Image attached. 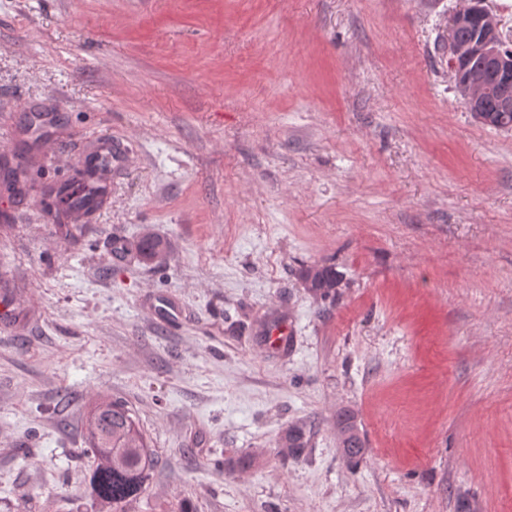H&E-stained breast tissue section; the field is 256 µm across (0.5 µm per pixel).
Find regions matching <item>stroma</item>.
Instances as JSON below:
<instances>
[{
  "label": "stroma",
  "instance_id": "1",
  "mask_svg": "<svg viewBox=\"0 0 512 512\" xmlns=\"http://www.w3.org/2000/svg\"><path fill=\"white\" fill-rule=\"evenodd\" d=\"M463 5L0 0V148L40 187L0 190V294L31 307L0 331V512H95L101 395L157 457L129 512H512V128L455 89ZM36 112L73 153L132 147L81 235L46 222L71 173ZM147 232L163 260L138 255ZM312 263L333 298L304 287ZM300 277L309 291L320 299L329 298L336 293V271L329 266L306 265L301 269ZM150 311L158 321L164 323H176L181 317L179 303L167 296L155 297ZM337 427L345 456L349 460L360 458L366 448H363V442L357 431L353 416L347 412L341 413L337 418Z\"/></svg>",
  "mask_w": 512,
  "mask_h": 512
}]
</instances>
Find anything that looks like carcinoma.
<instances>
[{
	"label": "carcinoma",
	"instance_id": "carcinoma-1",
	"mask_svg": "<svg viewBox=\"0 0 512 512\" xmlns=\"http://www.w3.org/2000/svg\"><path fill=\"white\" fill-rule=\"evenodd\" d=\"M166 243L153 235L144 236L140 254L151 259L166 252ZM300 277L316 297L326 299L336 293V271L319 264L303 267ZM337 427L345 456L350 460L361 457L365 448L354 418L347 412L337 418ZM87 448L98 463L93 471L90 488L93 500L109 512H127V505L146 491L155 465V452L129 406L107 396L98 398L86 418ZM283 447L297 454L305 447V428L293 425L282 439Z\"/></svg>",
	"mask_w": 512,
	"mask_h": 512
}]
</instances>
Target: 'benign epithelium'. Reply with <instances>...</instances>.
Instances as JSON below:
<instances>
[{"mask_svg":"<svg viewBox=\"0 0 512 512\" xmlns=\"http://www.w3.org/2000/svg\"><path fill=\"white\" fill-rule=\"evenodd\" d=\"M484 0H467L451 21L448 38L450 68L455 88L470 111L488 123L487 99H497L496 111L512 112V51L504 48L499 21L483 6ZM475 26L479 37L459 44L454 31Z\"/></svg>","mask_w":512,"mask_h":512,"instance_id":"7a95c632","label":"benign epithelium"}]
</instances>
